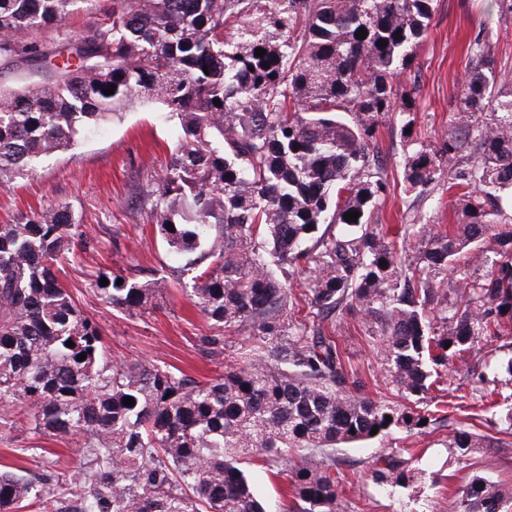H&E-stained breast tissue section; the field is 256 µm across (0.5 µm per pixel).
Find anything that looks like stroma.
<instances>
[{
    "label": "stroma",
    "instance_id": "35a3bbf8",
    "mask_svg": "<svg viewBox=\"0 0 512 512\" xmlns=\"http://www.w3.org/2000/svg\"><path fill=\"white\" fill-rule=\"evenodd\" d=\"M483 35L493 47L496 74L512 83V0H435L434 18L414 62L419 86L416 130L425 141L440 140L451 131L467 63L464 45ZM180 134L178 121L167 113L143 109L91 129L74 150L46 158L29 177L0 187V224L69 203L89 242L75 248L64 262L63 279L101 326L113 358L165 363L204 380L223 373L233 355L211 357L202 351L199 339L210 326L195 312L188 292L170 278L168 268L174 259L156 235L142 199L165 166L169 145ZM378 147L392 184L379 210L382 224H448V209L437 205L444 187H437L432 197H414L400 189L404 145L392 121L380 126ZM100 268L157 280L162 295L145 313L128 316L99 300L90 288V277ZM365 331V321L357 313L340 325L345 359L361 374L369 396L392 399L394 391L385 379L379 351L367 345ZM448 434V428L433 427L337 449L345 477V512H453L455 499L477 474L500 485L501 512H512V444L493 452L475 448L462 456L449 448ZM391 448L414 449L412 463L425 474L422 484L390 491L368 478L374 458ZM82 456L75 441L39 437L26 423L0 426L1 472L30 477L52 467L75 466ZM245 470L267 512H285L289 503L285 476L256 459Z\"/></svg>",
    "mask_w": 512,
    "mask_h": 512
}]
</instances>
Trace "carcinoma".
Instances as JSON below:
<instances>
[{
  "instance_id": "1",
  "label": "carcinoma",
  "mask_w": 512,
  "mask_h": 512,
  "mask_svg": "<svg viewBox=\"0 0 512 512\" xmlns=\"http://www.w3.org/2000/svg\"><path fill=\"white\" fill-rule=\"evenodd\" d=\"M78 3L101 15L89 35L49 49L21 38L59 26ZM433 11L434 0H0V69L38 62L46 77L0 89V187L128 108L170 113L182 134L144 205L174 254L173 280L210 323L203 350L221 356L224 333L245 336L206 381L114 360L61 278L76 243L88 244L71 206L0 224V414L20 407L34 433L77 436L84 448L70 470L0 473V512L33 500L42 512H265L242 468L253 454L286 475L287 512H343L336 447L449 421L431 394L458 361L469 407L503 395L512 91L482 119L494 67L489 42L475 38L454 129L422 140L415 91L398 78ZM391 112L405 192L423 195L446 173L454 198V223L402 224L399 245L374 223L389 187L377 134ZM347 212L360 216L348 222ZM90 288L132 315L156 293L108 269ZM352 312L399 401L364 395L346 366L336 331ZM448 447L463 456L501 441L460 424ZM409 454L378 455L371 479L414 485L422 472ZM501 502L498 485L476 476L454 512H500Z\"/></svg>"
}]
</instances>
